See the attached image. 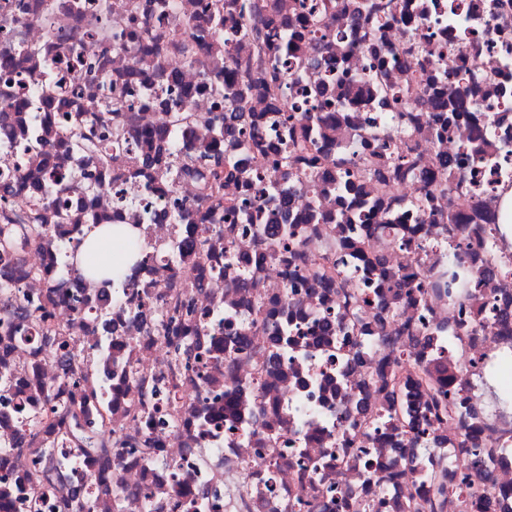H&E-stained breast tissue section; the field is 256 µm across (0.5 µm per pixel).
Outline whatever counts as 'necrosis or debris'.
<instances>
[{
	"label": "necrosis or debris",
	"mask_w": 512,
	"mask_h": 512,
	"mask_svg": "<svg viewBox=\"0 0 512 512\" xmlns=\"http://www.w3.org/2000/svg\"><path fill=\"white\" fill-rule=\"evenodd\" d=\"M4 113L0 512H512V0H0ZM95 224L125 281L74 273Z\"/></svg>",
	"instance_id": "4bbe7bcc"
}]
</instances>
